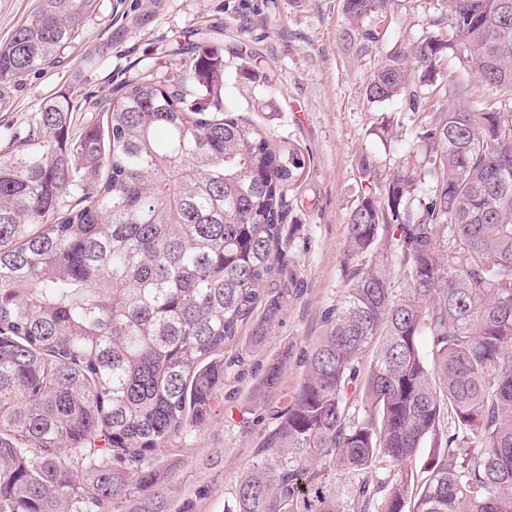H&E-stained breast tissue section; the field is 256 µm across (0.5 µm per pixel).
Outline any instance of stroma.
<instances>
[{"instance_id":"obj_1","label":"stroma","mask_w":512,"mask_h":512,"mask_svg":"<svg viewBox=\"0 0 512 512\" xmlns=\"http://www.w3.org/2000/svg\"><path fill=\"white\" fill-rule=\"evenodd\" d=\"M389 10L393 35L407 41L419 40L435 22H450L448 0H391ZM341 21V0H95L76 41L0 97L1 151L4 128L25 131L43 101L65 93L110 100L138 62L150 63L155 79L167 81L178 68L173 46L203 27L212 46H239L253 58L245 71L225 59L233 77L224 90L225 110L305 159L282 255L299 288L262 349L251 345L263 316L259 309L225 347L221 414L156 451L169 512H224L257 453L268 411L290 402L304 374L303 358L321 333L323 312L345 289L347 217L363 168L386 176L415 141L414 117L401 100L367 101L363 78L374 60L343 48ZM270 85L275 93H267ZM385 120L393 122L395 138L376 135ZM307 195L315 206L299 204ZM282 355L288 362L280 388L256 399L264 367Z\"/></svg>"}]
</instances>
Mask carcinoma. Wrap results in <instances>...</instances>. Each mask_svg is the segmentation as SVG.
<instances>
[{
    "label": "carcinoma",
    "mask_w": 512,
    "mask_h": 512,
    "mask_svg": "<svg viewBox=\"0 0 512 512\" xmlns=\"http://www.w3.org/2000/svg\"><path fill=\"white\" fill-rule=\"evenodd\" d=\"M388 2L342 0L339 39L382 51L365 97L403 100L423 150L384 179L363 169L347 288L224 512H512V0H448V28L415 42L391 37ZM93 5L37 0L0 46V87L73 43ZM205 39L176 44L166 84L143 64L105 110L62 96L9 134L0 512H112L152 488L161 512L153 454L219 415L224 346L263 300L261 346L297 286L282 231L305 160L224 111ZM458 51L488 95L443 71Z\"/></svg>",
    "instance_id": "cac0c4a2"
}]
</instances>
